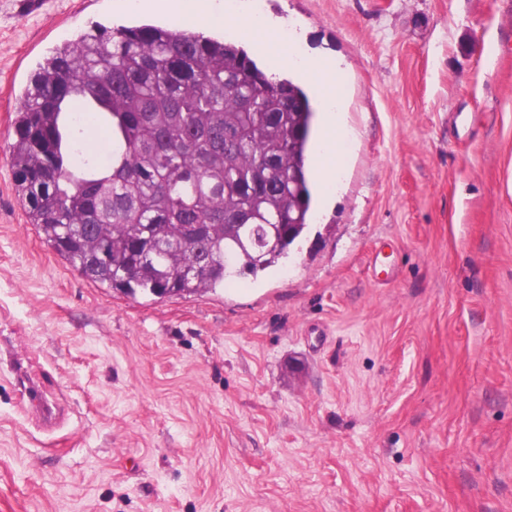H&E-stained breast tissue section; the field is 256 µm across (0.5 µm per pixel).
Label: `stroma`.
<instances>
[{
    "mask_svg": "<svg viewBox=\"0 0 512 512\" xmlns=\"http://www.w3.org/2000/svg\"><path fill=\"white\" fill-rule=\"evenodd\" d=\"M220 2L273 72L338 63L341 176L287 261L151 299L44 246L8 157L50 50L164 10L0 0V512H512V0Z\"/></svg>",
    "mask_w": 512,
    "mask_h": 512,
    "instance_id": "1",
    "label": "stroma"
}]
</instances>
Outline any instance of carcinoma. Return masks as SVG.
Wrapping results in <instances>:
<instances>
[{
    "mask_svg": "<svg viewBox=\"0 0 512 512\" xmlns=\"http://www.w3.org/2000/svg\"><path fill=\"white\" fill-rule=\"evenodd\" d=\"M102 131L87 149L81 118ZM305 89L199 30L95 25L30 74L9 164L43 242L83 278L162 298L288 257L312 219Z\"/></svg>",
    "mask_w": 512,
    "mask_h": 512,
    "instance_id": "cac0c4a2",
    "label": "carcinoma"
}]
</instances>
